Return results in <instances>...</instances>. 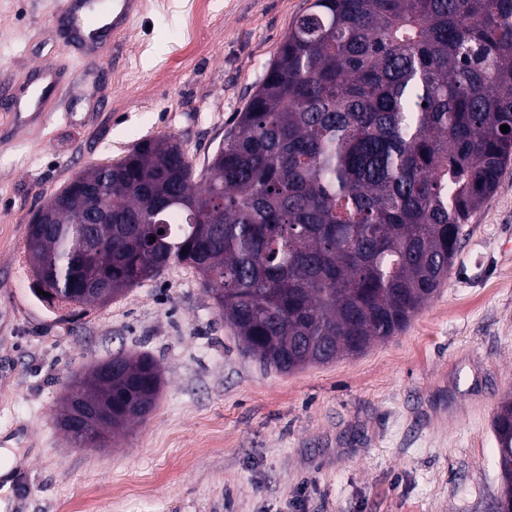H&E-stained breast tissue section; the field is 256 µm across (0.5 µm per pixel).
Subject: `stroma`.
<instances>
[{
	"mask_svg": "<svg viewBox=\"0 0 512 512\" xmlns=\"http://www.w3.org/2000/svg\"><path fill=\"white\" fill-rule=\"evenodd\" d=\"M312 0H143L116 45L66 53L59 0H0V512H493L496 413L512 395V163L453 268L401 333L291 373L245 356L198 273L177 265L105 304L49 307L25 267L31 215L74 175L171 136L202 168ZM70 78L46 112L32 72ZM146 354L163 385L108 447L56 427L71 373Z\"/></svg>",
	"mask_w": 512,
	"mask_h": 512,
	"instance_id": "stroma-1",
	"label": "stroma"
}]
</instances>
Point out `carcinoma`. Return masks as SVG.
Returning a JSON list of instances; mask_svg holds the SVG:
<instances>
[{
    "label": "carcinoma",
    "instance_id": "1",
    "mask_svg": "<svg viewBox=\"0 0 512 512\" xmlns=\"http://www.w3.org/2000/svg\"><path fill=\"white\" fill-rule=\"evenodd\" d=\"M511 162L512 0H313L200 171L169 136L79 172L50 233L26 231L27 268L38 298L81 305L91 232L114 297L187 265L244 353L290 372L403 330ZM161 385L117 354L72 375L56 423L79 403L104 438ZM494 431L512 503V400Z\"/></svg>",
    "mask_w": 512,
    "mask_h": 512
}]
</instances>
